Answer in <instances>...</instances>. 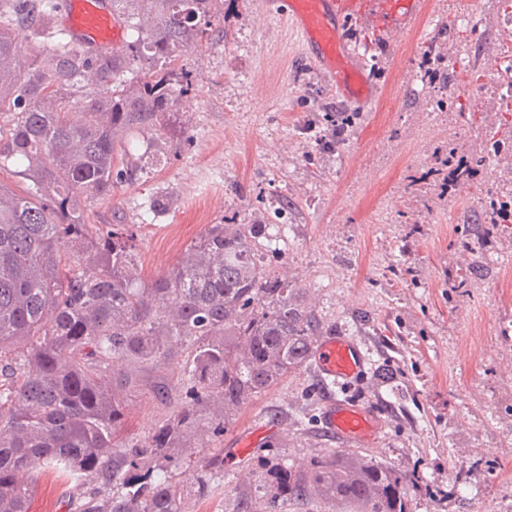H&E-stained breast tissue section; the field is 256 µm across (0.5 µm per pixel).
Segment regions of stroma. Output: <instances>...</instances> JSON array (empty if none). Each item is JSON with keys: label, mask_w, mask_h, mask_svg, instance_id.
Here are the masks:
<instances>
[{"label": "stroma", "mask_w": 512, "mask_h": 512, "mask_svg": "<svg viewBox=\"0 0 512 512\" xmlns=\"http://www.w3.org/2000/svg\"><path fill=\"white\" fill-rule=\"evenodd\" d=\"M268 0H212L203 32L179 63L189 92L174 105L187 134L159 140L131 181L87 207L92 224H128L138 273L168 271L208 225L276 224L288 245L266 253L273 272L301 290L321 332L344 329L369 355L357 400L381 420L351 454L403 475L411 512H512V227L467 244L466 224L488 219L512 157H487L473 180L446 193L439 173L449 145L471 157L489 131L512 130L489 72L497 68L502 0H430L418 30L385 41L358 28L348 44L377 91L353 108L319 72ZM464 55L459 108L438 109L420 62L430 44ZM357 111L344 141L337 113ZM324 393L299 368L246 404L217 405L202 422L223 431L191 438L215 456L223 500L190 512H258L259 460L302 465L337 446L321 428ZM162 411L129 397L116 443L147 437ZM258 438L244 453L245 430Z\"/></svg>", "instance_id": "1"}]
</instances>
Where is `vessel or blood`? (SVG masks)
Here are the masks:
<instances>
[{
    "label": "vessel or blood",
    "mask_w": 512,
    "mask_h": 512,
    "mask_svg": "<svg viewBox=\"0 0 512 512\" xmlns=\"http://www.w3.org/2000/svg\"><path fill=\"white\" fill-rule=\"evenodd\" d=\"M427 0H288V18L316 65L346 100L366 105L373 90L350 50L342 26L354 21L382 38L418 28ZM61 31L76 47L108 53L125 51L123 25L111 0H67ZM311 359L325 389L324 429L344 443L371 439L375 417L364 406L337 398L338 387L357 380L367 359L348 333L335 331L319 339Z\"/></svg>",
    "instance_id": "b4317fda"
}]
</instances>
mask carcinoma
Here are the masks:
<instances>
[{
    "mask_svg": "<svg viewBox=\"0 0 512 512\" xmlns=\"http://www.w3.org/2000/svg\"><path fill=\"white\" fill-rule=\"evenodd\" d=\"M210 0H112L137 29L122 55L59 42L21 52V30L53 29L49 0H0V169L15 160L33 187L0 182V512H29L41 483H62L68 512H188L187 497L217 492L214 459L183 443L215 399L238 407L308 361L319 325L300 289L258 263L255 224H212L185 259L150 282L136 268L134 232L86 223L88 200L112 196L135 168L123 137H164L179 87L172 64L198 36ZM146 63L140 81L128 74ZM96 87L79 100V84ZM512 224V197L496 198L488 228ZM181 370L148 393L167 407L143 441L118 446L127 393L139 373ZM196 470L193 485L180 468ZM261 512H410L396 470L336 450L299 466L259 465Z\"/></svg>",
    "mask_w": 512,
    "mask_h": 512,
    "instance_id": "obj_1",
    "label": "carcinoma"
}]
</instances>
